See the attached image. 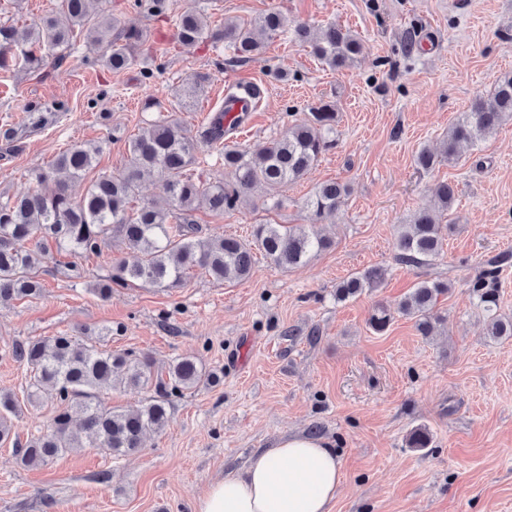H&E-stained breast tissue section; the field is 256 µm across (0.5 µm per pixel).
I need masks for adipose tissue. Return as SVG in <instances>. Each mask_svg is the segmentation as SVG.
Wrapping results in <instances>:
<instances>
[{"mask_svg": "<svg viewBox=\"0 0 512 512\" xmlns=\"http://www.w3.org/2000/svg\"><path fill=\"white\" fill-rule=\"evenodd\" d=\"M343 467L324 439L305 433L279 438L238 473L209 484L196 512H332Z\"/></svg>", "mask_w": 512, "mask_h": 512, "instance_id": "obj_1", "label": "adipose tissue"}]
</instances>
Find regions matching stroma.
Returning a JSON list of instances; mask_svg holds the SVG:
<instances>
[{
  "mask_svg": "<svg viewBox=\"0 0 512 512\" xmlns=\"http://www.w3.org/2000/svg\"><path fill=\"white\" fill-rule=\"evenodd\" d=\"M112 0L115 15L145 29L165 65L145 79L139 66L115 73L84 65L97 56L77 36L63 62L27 77L0 71V134L23 128L26 109L63 103L51 124L25 131L17 150L0 137V201L26 193L30 169L71 145L105 142L99 168L120 167L130 137L156 117L143 101L155 94L191 137H200L224 105L232 82L259 85L263 101L237 140L277 136L300 112L335 103L338 145L300 182L282 188L279 208L262 191L221 216L195 212L201 238H250L258 224H301L303 199L323 182L350 194L323 225L330 247L290 270L257 257L250 278L220 283L196 275L183 287L124 288L109 299L94 288L127 249L112 241L102 256L61 267L44 261V288L33 300L0 308V394L22 406L11 438L0 442V512H193L214 480L242 468L281 436L317 433L340 454L344 480L333 512H512V337L492 338L488 314L469 281L477 266L512 252V120L455 166L418 169L423 147H438L471 100L512 71V0H177L203 9L211 27L250 21L274 9L315 28L338 24L359 33L366 52L333 69L306 45L280 37L261 61L233 63L224 43L181 46L173 17H154ZM418 49L405 54L406 39ZM287 72L284 82L271 71ZM208 78L193 106H180L186 78ZM453 182L457 201L442 218L451 230L430 264L397 260L395 237L428 189ZM384 269L378 288L337 301L354 273ZM449 283L433 335H419L397 314L381 333L368 325L376 305L395 309L417 282ZM111 329L109 348L148 353L157 368L192 356L220 376L172 398L169 422L142 450L118 459L77 448L47 465L22 466L14 440L42 434L55 404L24 403L26 369L11 356L19 342L61 332ZM427 427L430 447L406 445Z\"/></svg>",
  "mask_w": 512,
  "mask_h": 512,
  "instance_id": "obj_1",
  "label": "stroma"
}]
</instances>
